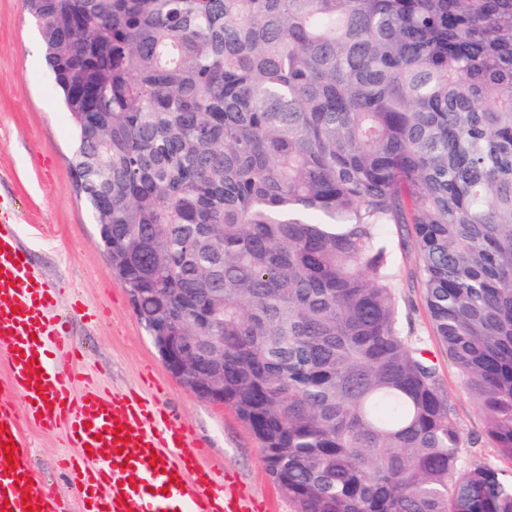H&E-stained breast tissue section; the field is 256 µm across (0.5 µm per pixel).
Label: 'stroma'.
<instances>
[{"mask_svg":"<svg viewBox=\"0 0 512 512\" xmlns=\"http://www.w3.org/2000/svg\"><path fill=\"white\" fill-rule=\"evenodd\" d=\"M73 125L60 104L44 60L43 41L23 0H0V216L18 224L23 244L49 285L57 290L54 315L84 357L60 361L72 394L96 386L109 394L162 389L175 421L199 444L204 467L224 472L261 507V512H293V505L270 476L260 440L228 406L201 400L166 369L137 318L129 294L111 270L83 196L74 188ZM397 244V296L405 329L423 338L466 432L481 435L485 421L463 388L446 349L436 339L424 305L409 231H392ZM80 300L88 313L72 311ZM87 313V314H88ZM20 433L30 452L36 486L65 498L79 512L62 463L75 458L60 431L24 422Z\"/></svg>","mask_w":512,"mask_h":512,"instance_id":"obj_1","label":"stroma"}]
</instances>
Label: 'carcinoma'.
Instances as JSON below:
<instances>
[{"label":"carcinoma","instance_id":"carcinoma-1","mask_svg":"<svg viewBox=\"0 0 512 512\" xmlns=\"http://www.w3.org/2000/svg\"><path fill=\"white\" fill-rule=\"evenodd\" d=\"M112 272L261 441L294 512H512V0H24ZM390 236L396 245L394 259L398 274L397 296L405 330L414 331L415 335L425 340L439 368L442 383L448 389V396L453 402L466 432L469 435L483 437L482 443H480L481 454L491 463L509 469L510 463L498 457L494 450L487 445L484 417L478 410L474 398L461 385L455 365L448 357V352L433 336L432 324L424 305V288L416 270L409 228L397 231L393 227L390 229ZM401 242H404L405 245L402 246Z\"/></svg>","mask_w":512,"mask_h":512}]
</instances>
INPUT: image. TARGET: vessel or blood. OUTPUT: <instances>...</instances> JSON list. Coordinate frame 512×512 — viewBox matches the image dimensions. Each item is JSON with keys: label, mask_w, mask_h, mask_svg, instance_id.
Instances as JSON below:
<instances>
[{"label": "vessel or blood", "mask_w": 512, "mask_h": 512, "mask_svg": "<svg viewBox=\"0 0 512 512\" xmlns=\"http://www.w3.org/2000/svg\"><path fill=\"white\" fill-rule=\"evenodd\" d=\"M55 305L17 227L0 220V346L7 351L9 387L25 412L0 403V512H64L32 483L20 416L65 426L64 443L76 449L70 479L83 512H255L245 496L224 490L223 474L204 468L187 431L159 400L103 395L94 388L71 398L55 354L69 353Z\"/></svg>", "instance_id": "obj_1"}]
</instances>
